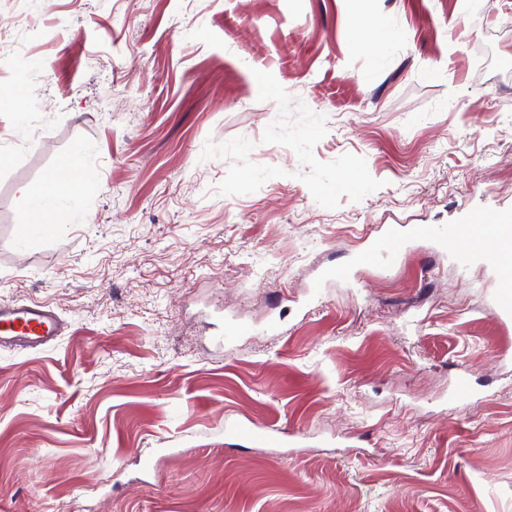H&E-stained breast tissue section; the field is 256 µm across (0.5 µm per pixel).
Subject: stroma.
I'll return each instance as SVG.
<instances>
[{"label":"stroma","instance_id":"35a3bbf8","mask_svg":"<svg viewBox=\"0 0 512 512\" xmlns=\"http://www.w3.org/2000/svg\"><path fill=\"white\" fill-rule=\"evenodd\" d=\"M26 8L0 302L68 328L0 350V512H512L498 276L436 241L356 263L378 225L512 208V0H0V24ZM75 153L86 190L31 228ZM229 418L299 438L230 452Z\"/></svg>","mask_w":512,"mask_h":512}]
</instances>
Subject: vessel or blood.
I'll list each match as a JSON object with an SVG mask.
<instances>
[{"label":"vessel or blood","mask_w":512,"mask_h":512,"mask_svg":"<svg viewBox=\"0 0 512 512\" xmlns=\"http://www.w3.org/2000/svg\"><path fill=\"white\" fill-rule=\"evenodd\" d=\"M414 236L447 245L461 266L475 262L489 265L499 275L501 286L494 297L495 316L512 321V210L495 209L486 213L479 224H418ZM405 247L398 226L385 228L361 254V262L387 265ZM65 326L50 308L38 304L0 302V346L14 350H34L51 345ZM228 434L248 444L284 446L293 437L287 428L271 425L230 423Z\"/></svg>","instance_id":"obj_1"}]
</instances>
